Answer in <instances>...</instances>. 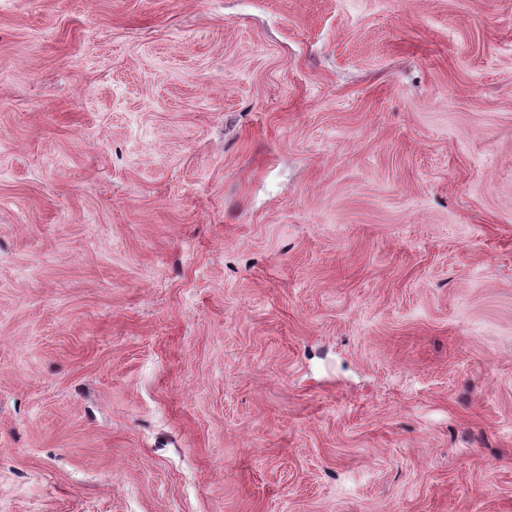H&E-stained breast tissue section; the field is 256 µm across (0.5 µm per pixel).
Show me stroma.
Returning <instances> with one entry per match:
<instances>
[{
	"label": "stroma",
	"mask_w": 512,
	"mask_h": 512,
	"mask_svg": "<svg viewBox=\"0 0 512 512\" xmlns=\"http://www.w3.org/2000/svg\"><path fill=\"white\" fill-rule=\"evenodd\" d=\"M0 512H512V0H0Z\"/></svg>",
	"instance_id": "obj_1"
}]
</instances>
